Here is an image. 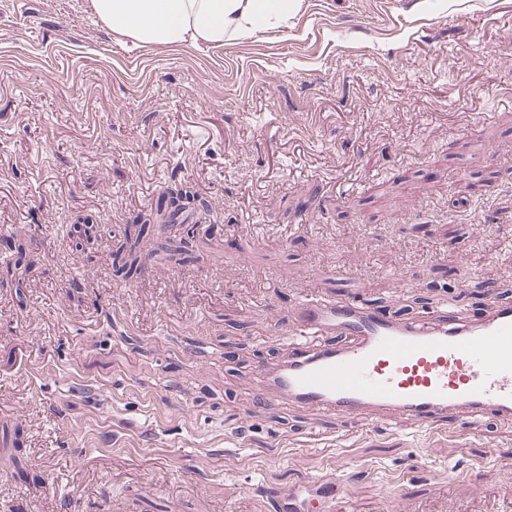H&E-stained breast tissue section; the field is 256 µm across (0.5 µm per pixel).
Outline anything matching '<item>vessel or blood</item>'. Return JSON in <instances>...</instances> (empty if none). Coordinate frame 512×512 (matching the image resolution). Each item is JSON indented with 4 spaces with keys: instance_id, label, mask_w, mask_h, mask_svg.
<instances>
[{
    "instance_id": "vessel-or-blood-1",
    "label": "vessel or blood",
    "mask_w": 512,
    "mask_h": 512,
    "mask_svg": "<svg viewBox=\"0 0 512 512\" xmlns=\"http://www.w3.org/2000/svg\"><path fill=\"white\" fill-rule=\"evenodd\" d=\"M292 350L262 368L254 409L279 402L365 424L398 414L423 428L449 411L512 420V303L489 300L475 317L440 308L422 321L392 317L365 300H300Z\"/></svg>"
}]
</instances>
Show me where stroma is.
<instances>
[{
	"mask_svg": "<svg viewBox=\"0 0 512 512\" xmlns=\"http://www.w3.org/2000/svg\"><path fill=\"white\" fill-rule=\"evenodd\" d=\"M299 2L158 46L91 0H0V512H270L269 485L312 512L331 489L341 512H512L493 417L253 410L308 291L512 302V0ZM180 184L209 209L152 223Z\"/></svg>",
	"mask_w": 512,
	"mask_h": 512,
	"instance_id": "1",
	"label": "stroma"
}]
</instances>
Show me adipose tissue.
Listing matches in <instances>:
<instances>
[{"label":"adipose tissue","instance_id":"1","mask_svg":"<svg viewBox=\"0 0 512 512\" xmlns=\"http://www.w3.org/2000/svg\"><path fill=\"white\" fill-rule=\"evenodd\" d=\"M297 0H91L109 27L138 42L179 45L287 23Z\"/></svg>","mask_w":512,"mask_h":512}]
</instances>
